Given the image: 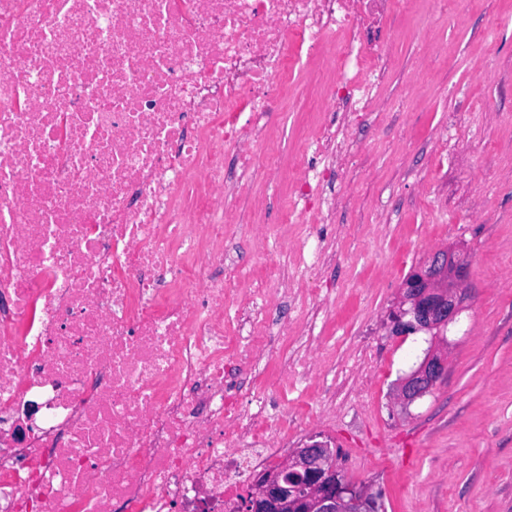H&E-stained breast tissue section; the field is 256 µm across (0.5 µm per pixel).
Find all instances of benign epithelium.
<instances>
[{"label":"benign epithelium","instance_id":"benign-epithelium-1","mask_svg":"<svg viewBox=\"0 0 512 512\" xmlns=\"http://www.w3.org/2000/svg\"><path fill=\"white\" fill-rule=\"evenodd\" d=\"M466 279L465 265L446 250L432 253L415 267L402 285L404 314L412 320H396L397 329H438L447 326L460 312L455 286ZM447 357L432 348L419 368L401 379L398 399L409 404L443 377ZM333 452L322 443L292 451L279 470L258 480L248 512H367L370 497L336 479Z\"/></svg>","mask_w":512,"mask_h":512}]
</instances>
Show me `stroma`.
<instances>
[{
  "label": "stroma",
  "instance_id": "obj_1",
  "mask_svg": "<svg viewBox=\"0 0 512 512\" xmlns=\"http://www.w3.org/2000/svg\"><path fill=\"white\" fill-rule=\"evenodd\" d=\"M374 37L388 75L352 129L351 179L336 185L345 204L318 227L330 259L302 281L319 290L312 344L324 349L306 401L314 414L336 411L334 427L307 432L352 457L338 468L342 481L381 512H512V0H446L442 10L402 0L393 26ZM318 119L295 97L287 124L267 131L277 154L294 159ZM246 178L249 193H236ZM224 191L237 265L230 288L249 287L272 259L295 268L279 239L305 227L283 221L287 186L229 155ZM448 247L462 249L469 267L462 312L438 335L447 372L405 406L396 383L431 335L395 333L391 317L405 277ZM270 321L288 330L285 348L260 364L273 376L305 341L291 302H277ZM362 346L378 368L367 388L345 367Z\"/></svg>",
  "mask_w": 512,
  "mask_h": 512
}]
</instances>
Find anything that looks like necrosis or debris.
Instances as JSON below:
<instances>
[{"mask_svg":"<svg viewBox=\"0 0 512 512\" xmlns=\"http://www.w3.org/2000/svg\"><path fill=\"white\" fill-rule=\"evenodd\" d=\"M386 0H0V512H238L300 421L253 365L283 337L224 287V157L289 90L322 119L270 176L331 221L385 76Z\"/></svg>","mask_w":512,"mask_h":512,"instance_id":"1","label":"necrosis or debris"}]
</instances>
